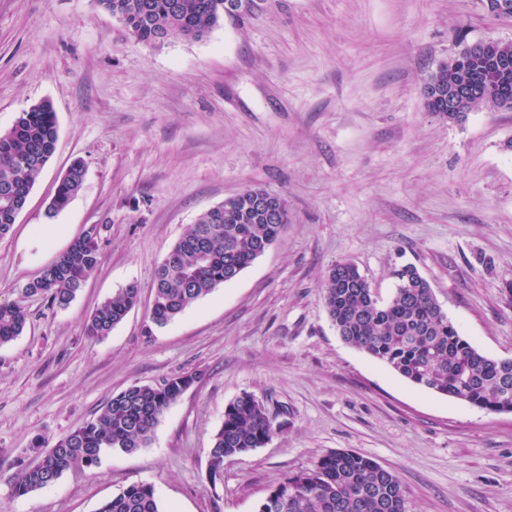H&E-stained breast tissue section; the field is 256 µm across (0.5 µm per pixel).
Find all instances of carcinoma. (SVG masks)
<instances>
[{
	"label": "carcinoma",
	"mask_w": 512,
	"mask_h": 512,
	"mask_svg": "<svg viewBox=\"0 0 512 512\" xmlns=\"http://www.w3.org/2000/svg\"><path fill=\"white\" fill-rule=\"evenodd\" d=\"M226 0H97L136 41L161 47L172 39L197 40L227 13ZM456 77L483 85L489 95L470 107L493 106L491 95L512 91V68L499 71L471 59L465 51ZM431 112L448 113V65L426 79ZM58 126L52 105L41 101L0 131V238L11 230L35 183L53 156ZM86 173L81 159L58 179L48 216L53 217L81 190ZM279 213L267 219L260 201ZM288 224V204L278 194L254 186L205 211L173 245L157 268L150 321L165 326L189 306L235 279L263 255ZM99 264L97 233L85 231L27 283L23 294L40 297L51 307H67ZM396 286L385 299L371 288L358 268L337 262L327 272L324 306L344 342L390 367L412 384L465 401L490 413L512 412V359H493L459 333L436 299L428 281L411 265L392 272ZM140 299L130 283L105 299L86 322L91 336H106ZM28 312L18 302L0 303V345L20 336ZM196 375L183 374L157 385L134 383L112 395L100 414L68 436L49 444L37 437L39 460L18 474L12 486L26 496L57 481L75 466L94 467L102 454L143 448L159 419ZM272 429L264 406L250 394L231 401L213 436L208 469L221 475L224 460L262 447ZM95 512H162L154 487L137 482L105 500ZM256 512H406V495L397 475L370 457L337 450L312 467L271 489Z\"/></svg>",
	"instance_id": "1"
}]
</instances>
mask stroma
I'll return each mask as SVG.
<instances>
[{"mask_svg": "<svg viewBox=\"0 0 512 512\" xmlns=\"http://www.w3.org/2000/svg\"><path fill=\"white\" fill-rule=\"evenodd\" d=\"M512 42L483 0H267L203 39L136 42L96 0H0V131L42 100L56 151L0 239V302L22 301L0 346V512H96L129 484L165 512H256L289 475L350 450L400 479L407 512H512V413L414 386L345 343L324 275L354 263L381 297L395 267L430 283L461 336L512 359V112L428 111L424 83L465 45ZM82 189L54 219L58 178ZM249 186L288 202L278 241L235 280L148 329L156 268L204 211ZM53 221V239L38 235ZM100 262L65 308L24 285L87 228ZM140 302L109 335L85 323L129 283ZM197 381L146 447L114 450L32 494L11 486L38 456L138 382ZM253 395L273 435L225 459L208 452L224 409ZM86 173L85 163L81 159L74 160L68 170L58 179L52 197L48 217H54L70 203L71 199L81 190ZM28 312L19 302L0 303V345L20 336L27 324Z\"/></svg>", "mask_w": 512, "mask_h": 512, "instance_id": "35a3bbf8", "label": "stroma"}]
</instances>
